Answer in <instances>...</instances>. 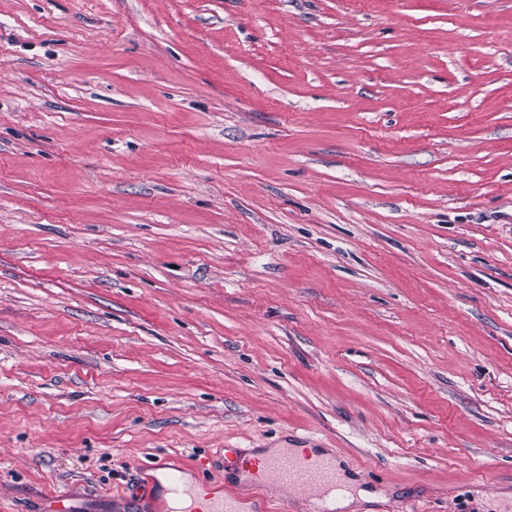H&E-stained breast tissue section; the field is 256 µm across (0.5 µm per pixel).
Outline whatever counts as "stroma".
Returning a JSON list of instances; mask_svg holds the SVG:
<instances>
[{"instance_id": "35a3bbf8", "label": "stroma", "mask_w": 512, "mask_h": 512, "mask_svg": "<svg viewBox=\"0 0 512 512\" xmlns=\"http://www.w3.org/2000/svg\"><path fill=\"white\" fill-rule=\"evenodd\" d=\"M287 447L512 512V0H0V512Z\"/></svg>"}]
</instances>
